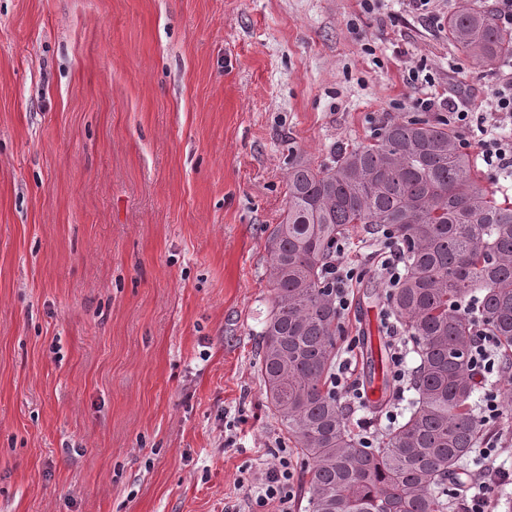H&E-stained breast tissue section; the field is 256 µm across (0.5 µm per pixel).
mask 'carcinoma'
<instances>
[{
    "label": "carcinoma",
    "mask_w": 512,
    "mask_h": 512,
    "mask_svg": "<svg viewBox=\"0 0 512 512\" xmlns=\"http://www.w3.org/2000/svg\"><path fill=\"white\" fill-rule=\"evenodd\" d=\"M447 31L477 64L512 59V31L489 9L457 11ZM358 224L393 231L403 272L389 311L417 357L406 412L369 448L329 387L342 326L326 268ZM268 247L261 374L269 408L308 461V512H447L448 478L483 431L469 361L476 326L512 369V205L482 187L447 124L397 118L327 164L292 163Z\"/></svg>",
    "instance_id": "obj_1"
}]
</instances>
